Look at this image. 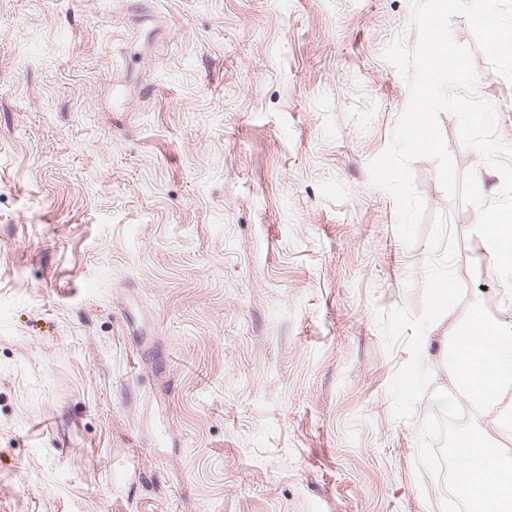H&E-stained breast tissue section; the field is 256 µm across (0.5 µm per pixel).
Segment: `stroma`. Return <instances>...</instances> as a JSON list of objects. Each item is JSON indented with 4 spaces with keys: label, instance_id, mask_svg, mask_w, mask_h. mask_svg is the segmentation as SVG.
<instances>
[{
    "label": "stroma",
    "instance_id": "stroma-1",
    "mask_svg": "<svg viewBox=\"0 0 512 512\" xmlns=\"http://www.w3.org/2000/svg\"><path fill=\"white\" fill-rule=\"evenodd\" d=\"M411 16L0 0V512H448L429 327L500 317L504 284L434 159L412 246L370 183ZM451 28L512 143V82ZM437 122L493 201L501 174Z\"/></svg>",
    "mask_w": 512,
    "mask_h": 512
}]
</instances>
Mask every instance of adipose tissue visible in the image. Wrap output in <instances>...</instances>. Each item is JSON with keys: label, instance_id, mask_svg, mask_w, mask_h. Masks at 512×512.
<instances>
[{"label": "adipose tissue", "instance_id": "ef3b65f1", "mask_svg": "<svg viewBox=\"0 0 512 512\" xmlns=\"http://www.w3.org/2000/svg\"><path fill=\"white\" fill-rule=\"evenodd\" d=\"M481 231L505 284H512V220L490 213ZM451 364V388L426 396L428 409H453L459 401L498 408L512 417V320L488 321L473 309L463 325H430ZM459 490L476 512H512V457L486 441L463 434L457 444Z\"/></svg>", "mask_w": 512, "mask_h": 512}]
</instances>
